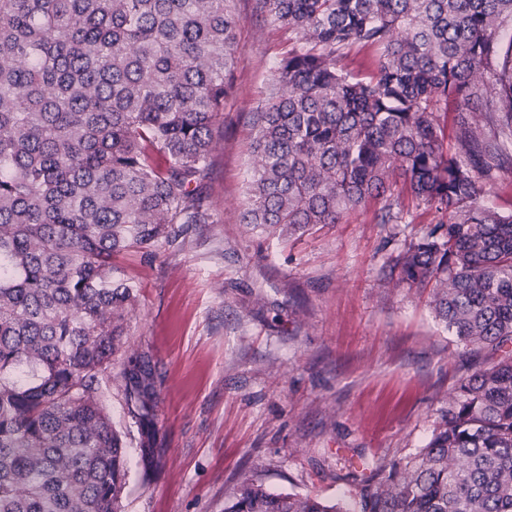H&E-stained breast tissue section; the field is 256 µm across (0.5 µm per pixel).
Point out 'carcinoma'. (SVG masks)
I'll list each match as a JSON object with an SVG mask.
<instances>
[{
  "label": "carcinoma",
  "instance_id": "obj_1",
  "mask_svg": "<svg viewBox=\"0 0 512 512\" xmlns=\"http://www.w3.org/2000/svg\"><path fill=\"white\" fill-rule=\"evenodd\" d=\"M234 0H0V512H117L126 448L103 379L136 289L112 260L213 223L202 188L233 88ZM294 34L250 113L241 213L280 237L339 224L402 185L435 224L397 260L432 284L465 349L430 441L349 499L241 486L224 512H512V213L481 202L512 167V0H255ZM368 48L364 77L343 64ZM458 113L453 136L443 117ZM160 459L159 375L112 374Z\"/></svg>",
  "mask_w": 512,
  "mask_h": 512
}]
</instances>
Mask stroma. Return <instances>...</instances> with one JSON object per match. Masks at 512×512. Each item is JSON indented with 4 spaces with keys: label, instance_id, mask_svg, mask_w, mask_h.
Segmentation results:
<instances>
[{
    "label": "stroma",
    "instance_id": "stroma-1",
    "mask_svg": "<svg viewBox=\"0 0 512 512\" xmlns=\"http://www.w3.org/2000/svg\"><path fill=\"white\" fill-rule=\"evenodd\" d=\"M234 89L215 132L204 194L214 221L185 240L119 260L138 292L123 349L160 375L162 458L144 473L123 397L106 409L126 443L121 512H224L239 485L327 499L353 473L415 455L459 379L489 359L463 353L429 304L430 285L391 269L434 215L399 198L381 224L369 200L339 224L277 238L240 220L251 174L248 115L264 99L289 34L235 0Z\"/></svg>",
    "mask_w": 512,
    "mask_h": 512
}]
</instances>
